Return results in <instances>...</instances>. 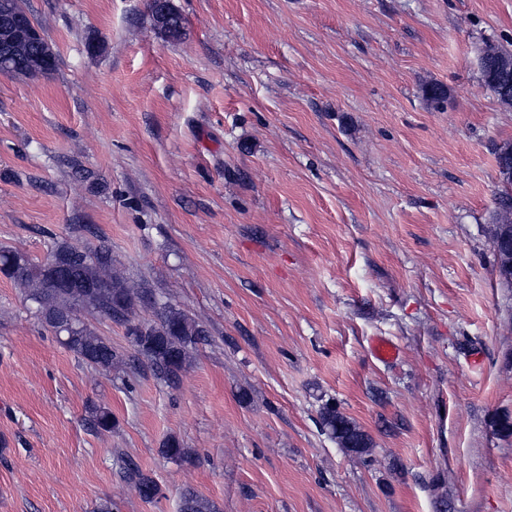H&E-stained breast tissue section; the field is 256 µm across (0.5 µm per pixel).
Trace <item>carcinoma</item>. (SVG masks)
<instances>
[{"label": "carcinoma", "instance_id": "obj_1", "mask_svg": "<svg viewBox=\"0 0 512 512\" xmlns=\"http://www.w3.org/2000/svg\"><path fill=\"white\" fill-rule=\"evenodd\" d=\"M161 35L169 41H180L185 36L181 15ZM492 45L486 46L480 57V70L485 84H490L492 73L485 60L510 58ZM65 260L73 281L85 284L83 288H67L55 280L48 270V261L32 259L21 246L0 249V274L23 288L26 299L34 304V314L42 326L63 337L62 345L89 366L112 371L120 362L112 343L98 335L80 320L75 310L87 312L119 324L138 356L148 362L156 374L174 383L189 364L197 345L206 339V327L185 311L164 303L157 308V320L137 325L131 316L136 303L148 299L147 289L134 290L113 272L112 250L105 246H78L58 242L49 257ZM91 423L100 431L110 432L116 424L112 411L105 406L90 409ZM320 424L340 447L350 451L359 449L363 455L372 447V439L353 420L343 415L336 405L329 404L320 412ZM124 478L138 495L151 501L159 496L157 483L130 461L124 468ZM181 512H213V509L194 493L184 495Z\"/></svg>", "mask_w": 512, "mask_h": 512}]
</instances>
